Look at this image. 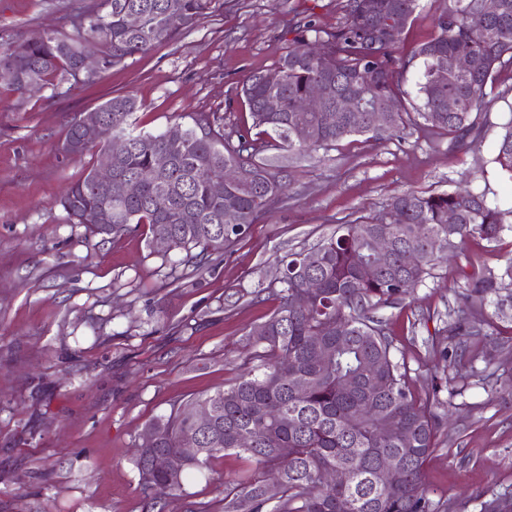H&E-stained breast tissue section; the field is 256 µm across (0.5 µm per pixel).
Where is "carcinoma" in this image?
<instances>
[{"label":"carcinoma","instance_id":"obj_1","mask_svg":"<svg viewBox=\"0 0 512 512\" xmlns=\"http://www.w3.org/2000/svg\"><path fill=\"white\" fill-rule=\"evenodd\" d=\"M213 0H101L100 8L76 25L77 38L48 34L38 42L25 41L0 50V64L15 69L14 91L23 95L49 84L64 71L74 76L80 67L82 44L93 39L103 47V68L108 69L156 44L172 40L209 14ZM420 0H345L344 20L333 31L306 22L298 28L276 69L283 82L271 86L253 74L242 84L252 126L224 133L219 119L199 118L187 126L175 124L158 134L127 132L129 117L138 103L117 95L96 111L104 117L103 141L124 136L129 147L112 157V177L132 178L146 170L155 176L143 183L134 197H112L88 171L72 185L62 205L73 224L99 225L96 234L120 235L146 224L152 237H166L170 249L185 253L189 264L204 254L220 253L231 244L229 224H253L270 203L285 194L269 149H328L353 136L381 140L423 120L424 125L451 141L475 143L480 128L475 115L491 101L502 72L512 70V0H496V10L483 11L480 0H451L435 19L437 34L411 56H398L403 29L413 19ZM144 18L139 29L127 26L126 15ZM333 51L330 67L322 69L316 50ZM463 55L472 68L465 74L439 75L438 60ZM421 69L416 82L419 104L408 108V93L399 78L414 61ZM312 85L324 89L322 111L302 112L299 101ZM353 95L366 107L387 102L391 117L386 126L371 124L370 113L348 117L339 126L326 121V111ZM279 111H266L270 98ZM309 131L305 141L290 137V125ZM74 122L63 147L81 156L88 147L78 140ZM261 133H252V128ZM491 162L512 177V127L503 135ZM228 163L248 166L254 179L211 194L210 182L224 173ZM458 211L460 222L448 223V211ZM506 213L487 202L485 193L469 189L422 194L404 192L391 199L381 217H358L341 224L336 234L321 240V260L311 271L290 266L301 253L286 259L279 283V305L256 327L252 336L259 365L244 372L231 387L207 396L216 406L213 423L199 428L188 415L193 401L174 404L169 413L153 418L143 431L156 436L155 447L138 439L134 464L142 490L161 495L183 489L186 473L171 479L160 466L191 439L202 453L186 469L202 470L212 458L232 451L254 467L224 482V512H438L423 480L427 458L437 447L439 424L430 399L409 389L407 366L394 361L392 341L382 321L371 316L375 308L391 304L422 282L434 266V242L456 249L478 235L495 241L504 231ZM382 234L392 251L379 258L370 238ZM420 253L418 266L407 270L400 254ZM321 284L305 308L288 310L290 292L304 273ZM502 283L488 275L468 281L463 305L450 314L448 340L453 349L463 339L496 344V320L505 317ZM488 300L493 310L476 317L468 306L471 297ZM326 332L322 346L310 338ZM356 385L348 389L343 378ZM296 379L307 392L293 393ZM243 433L259 439L250 448L238 445ZM394 457L402 471L397 484L379 482V458ZM342 468L344 485H322L317 475L325 468ZM276 476L275 490L269 489Z\"/></svg>","mask_w":512,"mask_h":512}]
</instances>
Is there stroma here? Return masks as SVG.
I'll list each match as a JSON object with an SVG mask.
<instances>
[{
	"label": "stroma",
	"instance_id": "35a3bbf8",
	"mask_svg": "<svg viewBox=\"0 0 512 512\" xmlns=\"http://www.w3.org/2000/svg\"><path fill=\"white\" fill-rule=\"evenodd\" d=\"M450 0H421L399 52L435 34ZM100 0H0V49L47 34L73 36V18ZM343 0H214L173 40L95 75H58L31 97L0 80V512H151L133 462L138 435L171 406L230 387L252 364L250 333L277 308L285 256L337 225L378 214L408 190H451L475 178L489 203L512 210V177L492 158L512 125V71L478 119L480 139L455 146L414 124L402 135L344 139L295 156L272 203L223 253L182 264L155 248L147 225L116 237L71 223L66 189L84 178L100 142L83 156L61 144L72 123L116 95L139 105L131 121L159 133L192 117L251 126L239 91L270 72L307 21L332 31ZM512 264V232L469 238L429 276L375 315L387 326L407 382L432 400L437 448L424 482L440 512H481L512 492V323L491 361L448 353V314L468 278ZM249 467L228 452L190 473L163 512L201 504L223 512L224 482Z\"/></svg>",
	"mask_w": 512,
	"mask_h": 512
}]
</instances>
